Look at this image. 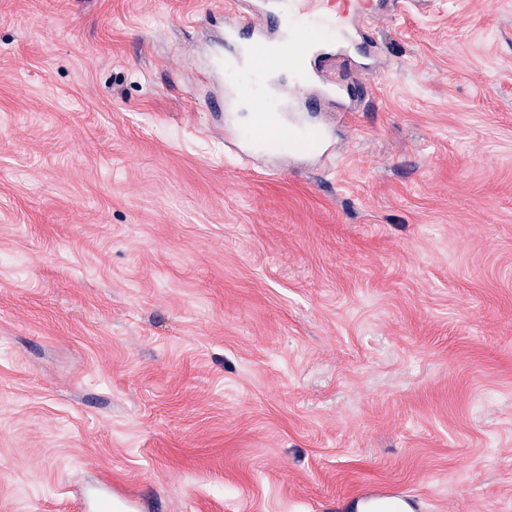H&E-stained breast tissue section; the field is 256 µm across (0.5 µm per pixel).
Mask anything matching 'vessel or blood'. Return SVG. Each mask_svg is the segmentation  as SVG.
Wrapping results in <instances>:
<instances>
[{"label": "vessel or blood", "mask_w": 512, "mask_h": 512, "mask_svg": "<svg viewBox=\"0 0 512 512\" xmlns=\"http://www.w3.org/2000/svg\"><path fill=\"white\" fill-rule=\"evenodd\" d=\"M350 13L329 12L323 0H255L226 25L224 109L246 105L252 112L247 127L233 129L234 141L282 163L303 155L324 164L334 156L330 138L314 137L303 115L365 106L370 88L353 59L375 57L379 45L369 32L346 34ZM365 497L377 503L376 512H399L400 495L372 487Z\"/></svg>", "instance_id": "vessel-or-blood-1"}]
</instances>
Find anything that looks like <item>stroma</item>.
<instances>
[{"instance_id":"obj_1","label":"stroma","mask_w":512,"mask_h":512,"mask_svg":"<svg viewBox=\"0 0 512 512\" xmlns=\"http://www.w3.org/2000/svg\"><path fill=\"white\" fill-rule=\"evenodd\" d=\"M221 0H0V512H512V0L377 21L334 170L224 150ZM366 500L376 502L379 507L375 512H400L397 505L400 501H404L403 494H394L381 487H371L364 494Z\"/></svg>"}]
</instances>
